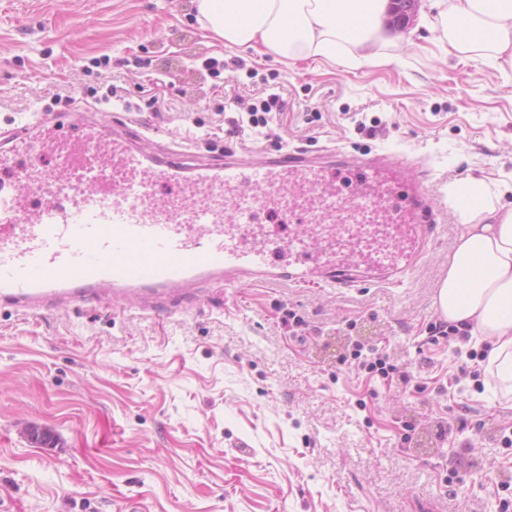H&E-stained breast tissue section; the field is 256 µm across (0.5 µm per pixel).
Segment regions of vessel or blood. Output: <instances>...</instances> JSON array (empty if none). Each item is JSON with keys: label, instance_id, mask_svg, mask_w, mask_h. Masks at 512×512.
I'll use <instances>...</instances> for the list:
<instances>
[{"label": "vessel or blood", "instance_id": "obj_1", "mask_svg": "<svg viewBox=\"0 0 512 512\" xmlns=\"http://www.w3.org/2000/svg\"><path fill=\"white\" fill-rule=\"evenodd\" d=\"M144 140L128 125L77 110L11 133L0 150V171L10 173L0 180V303L38 313L108 294L116 302L135 296L153 308L171 297L192 299L205 279L395 286L437 233L440 212L427 179H410L406 162L387 154L329 165L305 151L252 162L228 150L196 163L174 151L144 152ZM36 148L68 150L75 172L91 170L90 190L50 191L36 208L18 207L29 181L11 161ZM342 170L373 188L358 205L356 259L333 243L315 249L306 234L285 243L256 237L255 206L288 201L298 186L318 194L321 214L335 211L325 190ZM160 184L176 188L178 198L157 196ZM197 193L206 199L199 207L189 201ZM283 247L285 267L271 260Z\"/></svg>", "mask_w": 512, "mask_h": 512}]
</instances>
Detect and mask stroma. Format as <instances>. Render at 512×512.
<instances>
[{
    "label": "stroma",
    "mask_w": 512,
    "mask_h": 512,
    "mask_svg": "<svg viewBox=\"0 0 512 512\" xmlns=\"http://www.w3.org/2000/svg\"><path fill=\"white\" fill-rule=\"evenodd\" d=\"M435 38L419 18L389 29L381 62L344 67L224 47L192 0H0L2 133L78 101L191 158L390 153L425 164L442 212L398 287L213 281L154 312L0 304V512H512V406L464 372L477 340L427 342L463 230L449 183L512 179V75L484 48L443 59ZM111 85L126 107L105 102ZM269 85L288 102L269 137L196 139L225 99L247 109ZM358 343L397 377L347 364Z\"/></svg>",
    "instance_id": "obj_1"
}]
</instances>
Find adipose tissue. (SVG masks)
Listing matches in <instances>:
<instances>
[{"label": "adipose tissue", "instance_id": "ef3b65f1", "mask_svg": "<svg viewBox=\"0 0 512 512\" xmlns=\"http://www.w3.org/2000/svg\"><path fill=\"white\" fill-rule=\"evenodd\" d=\"M201 28L225 46L292 60L371 63L386 35L389 0H193ZM442 23L439 41L458 59L477 47L512 66V0H426ZM448 200L464 230L438 286L437 310L485 344L482 367L494 397L512 399V207L495 205L481 179L454 182Z\"/></svg>", "mask_w": 512, "mask_h": 512}]
</instances>
